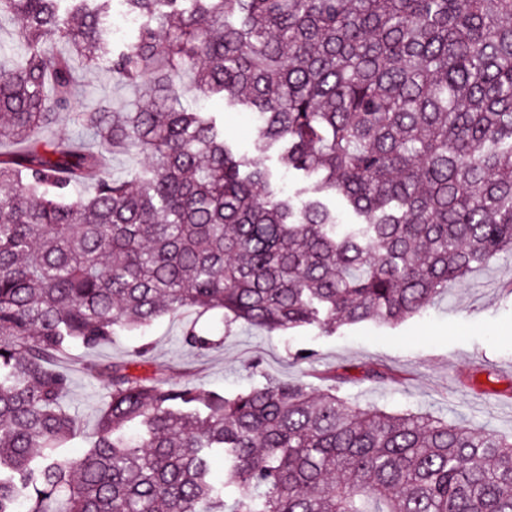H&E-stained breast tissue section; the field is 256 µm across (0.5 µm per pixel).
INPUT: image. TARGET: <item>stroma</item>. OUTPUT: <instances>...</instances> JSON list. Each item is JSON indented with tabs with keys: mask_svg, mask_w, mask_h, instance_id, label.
<instances>
[{
	"mask_svg": "<svg viewBox=\"0 0 512 512\" xmlns=\"http://www.w3.org/2000/svg\"><path fill=\"white\" fill-rule=\"evenodd\" d=\"M180 85L186 100L224 122V136L243 153H253L255 127L246 112L215 98L196 99L191 76ZM77 110L102 102L116 107L138 103L136 91L104 71L84 73L75 93ZM196 324L210 333L213 348L200 352L181 342L184 328ZM147 348L145 361L136 353ZM301 349L312 361L296 360ZM72 361L128 362L138 375L163 370L171 381L227 395L267 381L305 382L319 391L336 374L348 381L339 393L363 407L387 412H417L460 423L482 434L512 436V256L474 269L449 286L425 312L393 327L361 323L324 335L307 327L290 334L260 331L234 323L222 326L221 314L186 312L164 317L146 332H121L111 342L88 350L74 345ZM380 369L391 378L362 381L363 371ZM106 401L102 387L86 372L73 373L66 404L76 416L80 454L93 438Z\"/></svg>",
	"mask_w": 512,
	"mask_h": 512,
	"instance_id": "stroma-1",
	"label": "stroma"
}]
</instances>
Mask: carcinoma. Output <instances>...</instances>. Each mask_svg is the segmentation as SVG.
<instances>
[{
  "label": "carcinoma",
  "instance_id": "carcinoma-1",
  "mask_svg": "<svg viewBox=\"0 0 512 512\" xmlns=\"http://www.w3.org/2000/svg\"><path fill=\"white\" fill-rule=\"evenodd\" d=\"M112 2L0 0L23 49L0 61V143L21 145L0 152V512H512V438L301 381L227 397L94 362L106 406L73 456L62 366L188 309L392 326L512 254V0H119L138 28L116 42ZM102 65L147 103L77 113L92 144L43 140ZM188 73L259 116L255 149L285 144L306 198L181 101Z\"/></svg>",
  "mask_w": 512,
  "mask_h": 512
}]
</instances>
